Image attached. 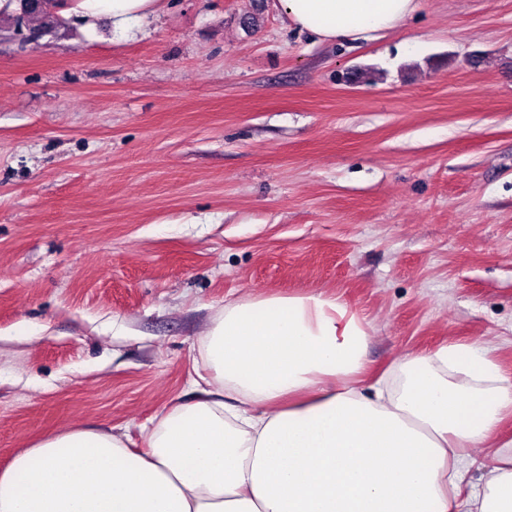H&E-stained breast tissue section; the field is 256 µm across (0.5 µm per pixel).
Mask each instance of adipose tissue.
<instances>
[{"mask_svg":"<svg viewBox=\"0 0 512 512\" xmlns=\"http://www.w3.org/2000/svg\"><path fill=\"white\" fill-rule=\"evenodd\" d=\"M160 0H74L62 16L124 33ZM325 42L400 28L419 0H273ZM367 330L319 294L225 304L200 340L198 400L128 436L65 428L0 470V512H512V454L464 495L465 450L512 413L485 346L451 343L366 382ZM466 378V390L449 375Z\"/></svg>","mask_w":512,"mask_h":512,"instance_id":"adipose-tissue-1","label":"adipose tissue"}]
</instances>
